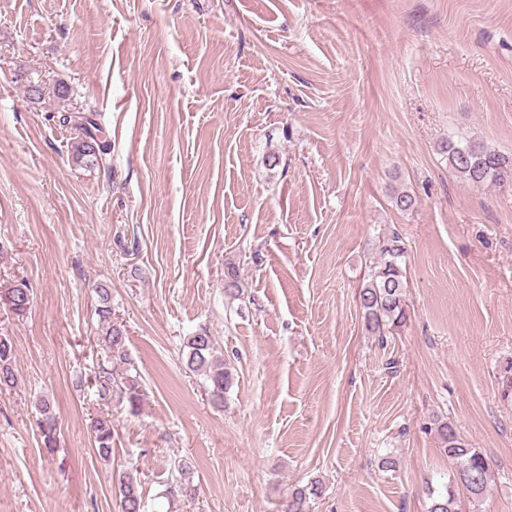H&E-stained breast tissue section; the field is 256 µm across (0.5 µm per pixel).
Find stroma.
<instances>
[{
    "mask_svg": "<svg viewBox=\"0 0 512 512\" xmlns=\"http://www.w3.org/2000/svg\"><path fill=\"white\" fill-rule=\"evenodd\" d=\"M72 112L98 113L105 160H73ZM451 138L512 154V0H0V291L33 290L25 315L0 303V512H118L124 471L146 512H281L315 479L311 512H428L454 469L440 420L490 465L463 512H512V192L460 178ZM394 229L408 319L380 337L358 290ZM99 285L134 411L97 395ZM203 328L220 408L185 365ZM182 460L197 494L166 499ZM16 385L13 345L9 338L0 336V390L14 388ZM40 418L37 422L41 447L50 455L54 454L58 447L57 420L50 404L45 400H40L39 405ZM90 434L98 454L104 458L109 457L112 454V418L108 416L94 418L90 424Z\"/></svg>",
    "mask_w": 512,
    "mask_h": 512,
    "instance_id": "35a3bbf8",
    "label": "stroma"
}]
</instances>
